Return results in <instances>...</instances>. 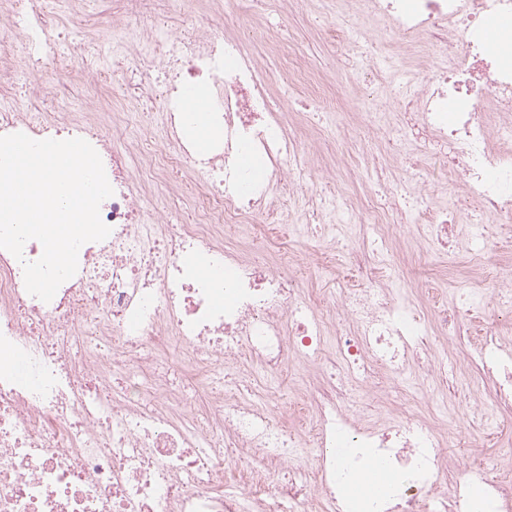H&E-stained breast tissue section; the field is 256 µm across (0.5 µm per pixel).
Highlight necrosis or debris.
Wrapping results in <instances>:
<instances>
[{"label": "necrosis or debris", "mask_w": 512, "mask_h": 512, "mask_svg": "<svg viewBox=\"0 0 512 512\" xmlns=\"http://www.w3.org/2000/svg\"><path fill=\"white\" fill-rule=\"evenodd\" d=\"M186 7L112 0L93 22L78 0H0V136L84 139L114 190L100 206L110 235L80 248L76 274L50 302L24 285L23 264L41 257L40 242L28 241L19 259L0 249V512H512V480L449 467L435 409L370 410L360 393L381 376L399 395L413 381H446L435 347L459 334L475 300L462 289L455 304L423 307L385 287L396 265L386 229L426 225L428 253L451 266L460 252L490 249L485 223L512 239V122L490 130L498 107L512 103V0H328L336 20L322 39L353 55L368 30L380 49L373 64L416 65L414 114L447 147L461 194L458 206L425 198L411 211L408 183L359 197L338 188L325 224L300 220L333 245L360 221L337 290L320 301L279 258L287 235L270 233L304 174L297 126L271 104L268 63L222 23L165 28L163 17ZM107 48L123 57L119 89L146 108L120 147L124 114L96 120ZM441 49L456 62L432 70L426 57ZM190 85L211 103L201 148L182 131ZM379 128L380 149L404 143L383 112L342 122L337 134L361 144ZM158 139L167 151L155 149ZM178 180L193 201L181 223L166 207ZM473 360L488 396L474 419L511 411L512 344L486 331ZM293 362L314 365L297 404L313 421L305 435L277 416L273 391L253 401L241 393ZM203 379L207 411L182 417ZM228 456L234 488L224 481ZM301 458L311 471L296 467ZM376 460L393 483L350 500L345 488ZM445 480L450 490L439 492Z\"/></svg>", "instance_id": "1"}]
</instances>
